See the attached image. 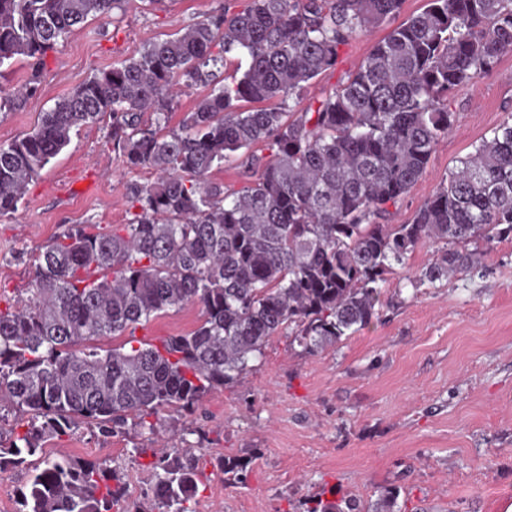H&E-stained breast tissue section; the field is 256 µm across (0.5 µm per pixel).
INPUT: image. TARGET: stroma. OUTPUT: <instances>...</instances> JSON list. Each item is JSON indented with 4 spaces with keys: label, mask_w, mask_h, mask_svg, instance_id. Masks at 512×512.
Masks as SVG:
<instances>
[{
    "label": "stroma",
    "mask_w": 512,
    "mask_h": 512,
    "mask_svg": "<svg viewBox=\"0 0 512 512\" xmlns=\"http://www.w3.org/2000/svg\"><path fill=\"white\" fill-rule=\"evenodd\" d=\"M246 3L128 0L113 16L89 18L48 53L36 94L0 111V144L31 131L42 112L98 70ZM389 30L353 36L300 107L329 95ZM451 108L453 127L424 175L390 206L388 223H411L439 182L512 115V51L493 74L462 88ZM154 177L116 159L111 118L74 133L28 185L18 211L0 218V298L24 297L33 256L68 226L128 223L127 185ZM436 255L435 246H421L406 267L388 272L378 315L340 342L310 354L280 332L250 372L210 391L193 415L169 412L155 430L133 427L111 438L84 422L46 441L43 457L116 467L136 497L161 445L202 449L192 512H305L330 486L361 512L390 488L399 491L396 512H505L512 504V241L488 251L483 275L412 288L408 273ZM200 319V308L189 305L135 335L156 344ZM229 456L245 463L244 482H225L219 463Z\"/></svg>",
    "instance_id": "obj_1"
}]
</instances>
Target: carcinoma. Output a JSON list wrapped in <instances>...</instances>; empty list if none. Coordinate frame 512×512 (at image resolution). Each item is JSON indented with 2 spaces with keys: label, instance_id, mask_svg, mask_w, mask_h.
<instances>
[{
  "label": "carcinoma",
  "instance_id": "obj_1",
  "mask_svg": "<svg viewBox=\"0 0 512 512\" xmlns=\"http://www.w3.org/2000/svg\"><path fill=\"white\" fill-rule=\"evenodd\" d=\"M123 2L0 0V78L25 59V95L35 94L47 53ZM402 3L249 0L94 73L32 132L0 145V217L18 208L72 132L107 115L122 164L157 172L127 186L128 223L71 226L34 259L26 299L0 307V402L31 419L0 444V470L28 464L81 421L114 437L130 420L153 431L147 418L162 411L192 414L284 328L308 353L338 342L371 322L384 275L426 243L443 247L409 278L415 288L482 273L483 252L461 245L512 240L509 120L440 182L412 223H383L453 126L455 93L512 49V0H427L316 108L293 111L310 81L335 68L341 46ZM235 51L250 63L229 79L224 60ZM180 84L209 93L166 131ZM242 149L238 191L208 181ZM187 304L201 308L194 330L133 345L138 327ZM107 336L126 337L130 348L89 345ZM147 469L148 510L129 499L117 469L46 460L20 489L19 512H190L201 483L194 449L156 452ZM245 470L237 458L221 462L226 481L242 482ZM307 512L353 505L320 496Z\"/></svg>",
  "mask_w": 512,
  "mask_h": 512
}]
</instances>
